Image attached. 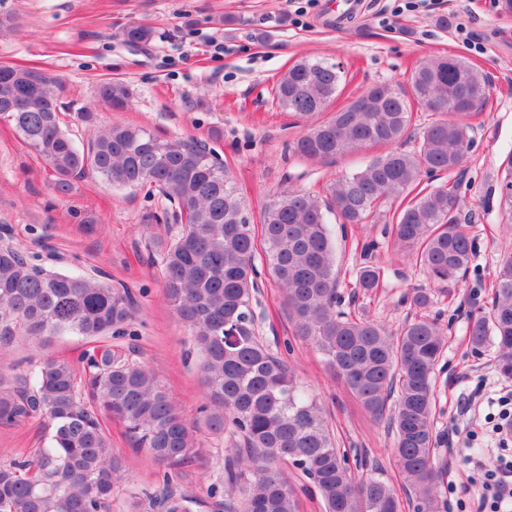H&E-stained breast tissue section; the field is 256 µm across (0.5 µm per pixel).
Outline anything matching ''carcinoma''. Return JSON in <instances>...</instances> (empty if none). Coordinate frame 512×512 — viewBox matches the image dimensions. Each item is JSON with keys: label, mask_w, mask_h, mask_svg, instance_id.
<instances>
[{"label": "carcinoma", "mask_w": 512, "mask_h": 512, "mask_svg": "<svg viewBox=\"0 0 512 512\" xmlns=\"http://www.w3.org/2000/svg\"><path fill=\"white\" fill-rule=\"evenodd\" d=\"M153 30L133 24L123 32L133 45ZM336 65L301 59L278 80L274 100L308 128L291 145L301 159L322 162L366 145L391 149L349 177L328 182L325 198L290 191L266 206L255 229L246 204L224 166L195 140L164 139L150 130L114 124L87 145L60 125V104L48 73L0 65V121L55 172L56 193L70 180L95 174L117 189L157 192L177 221L157 247L165 295L199 352L204 402L201 420L232 448L206 488L217 512H300V494L315 493L325 512H399L393 487L359 477L358 460L336 447L320 406L290 375L260 335L251 302L257 288L255 258L263 251L278 283L296 335L315 345L328 367L371 417L389 416L395 431L396 467L414 489V512H440L435 463V371L446 340L438 323L419 316L392 334L383 326L339 309L334 248L327 224H367L386 199L415 193L396 212L395 246L409 250L434 281L466 270L473 243L458 222L453 188H420L422 174L452 172L471 147L469 119L489 96L487 78L465 61L437 56L411 74L413 100L381 83L327 120L319 116L336 98ZM99 98L115 110L129 102L127 86L110 81ZM430 119L414 152L396 147L412 120L411 102ZM500 204L512 224V177ZM379 271L363 267L355 287H377ZM487 316L469 325L478 348L495 344L498 371L512 378V256L502 259ZM130 291L87 273L48 271L12 247H0V340L20 334L45 346L64 334L106 340L125 334L133 320ZM78 374L68 361L45 358L20 380L0 377V420L32 415L47 419V444L29 457L0 464V512H104L125 459L112 454L105 420L124 424L135 443L159 463L182 464L200 447L195 425L183 418L156 374L107 344L85 355ZM129 512H195L200 496L172 487L164 475L150 493L127 492Z\"/></svg>", "instance_id": "1"}]
</instances>
